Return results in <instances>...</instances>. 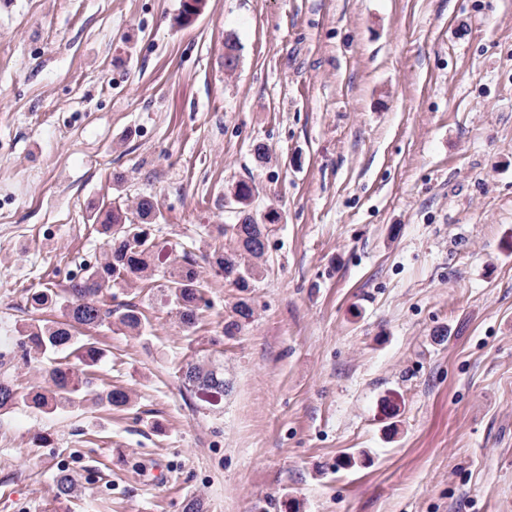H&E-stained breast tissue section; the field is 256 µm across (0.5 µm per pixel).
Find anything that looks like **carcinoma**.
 I'll use <instances>...</instances> for the list:
<instances>
[{
	"label": "carcinoma",
	"instance_id": "1",
	"mask_svg": "<svg viewBox=\"0 0 512 512\" xmlns=\"http://www.w3.org/2000/svg\"><path fill=\"white\" fill-rule=\"evenodd\" d=\"M205 2L182 0L175 23L179 26L190 24L203 12ZM224 200L236 206V222L219 231L229 243L214 246L202 255V260L218 269L225 282L245 292L265 271L271 225L280 223L282 216L271 208L262 217H256L251 209L253 187L246 181L228 187ZM129 214L128 210L114 206L96 217L99 233L107 237L103 262L81 277L70 278L64 288L45 287L27 297L32 311L60 308L66 321L34 319L25 326L21 345L34 354V358L48 359V364L41 367L48 386L22 392L8 376L0 375L1 413L19 403L49 414L72 409L86 400L115 408L131 404L127 390L96 387L94 369L104 358V349L90 336L75 335L78 327L101 329L112 326V307L107 301L112 296V287H132L172 266L174 272L166 279L163 289L166 301L183 327H195L201 306L208 305L207 286L197 270V260L187 251L179 258L162 252L155 234L159 208L153 196L143 195L134 201L136 219H131ZM253 315L249 298H240L234 307L233 318L224 322V335L238 333L242 322L251 320ZM117 320L123 329L137 334L150 323L149 316L133 302L121 305ZM71 356L79 360L81 368L70 366L68 358ZM179 372L182 386L199 403L217 407L224 401V368L218 361H188ZM54 485V500L62 505L70 503L73 479L61 471L54 477Z\"/></svg>",
	"mask_w": 512,
	"mask_h": 512
}]
</instances>
